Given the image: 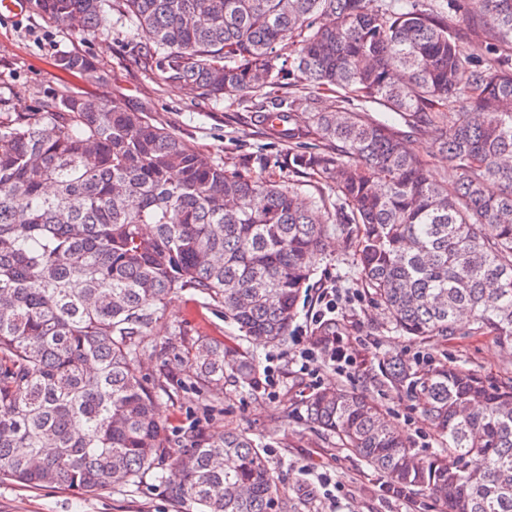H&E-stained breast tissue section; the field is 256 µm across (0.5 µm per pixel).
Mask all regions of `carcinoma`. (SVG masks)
<instances>
[{
	"instance_id": "1",
	"label": "carcinoma",
	"mask_w": 512,
	"mask_h": 512,
	"mask_svg": "<svg viewBox=\"0 0 512 512\" xmlns=\"http://www.w3.org/2000/svg\"><path fill=\"white\" fill-rule=\"evenodd\" d=\"M105 0H30L55 27L98 29ZM136 30L132 61L165 83L249 98L288 167L336 193L356 224L361 282L393 328L451 337L464 321L512 352V0H112ZM476 38V57L460 42ZM55 67L98 79L93 59ZM471 73L468 84L458 81ZM344 92L336 112L320 90ZM397 113L401 131L371 115ZM428 129L448 175L409 147ZM315 140L313 147L308 140ZM332 227L275 181L230 171L122 97L55 94L0 114V477L94 493L137 485L170 458L140 362L172 296L192 290L244 337L278 345ZM177 365L205 395L255 387L242 346L182 339ZM407 386L447 446L413 453L388 414L345 385L316 389L300 417L336 435L388 484L445 512H512V376L462 366ZM173 459L176 503L198 512H311L315 487L283 490L244 431L192 430Z\"/></svg>"
}]
</instances>
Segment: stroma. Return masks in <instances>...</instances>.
I'll return each mask as SVG.
<instances>
[{
	"instance_id": "obj_1",
	"label": "stroma",
	"mask_w": 512,
	"mask_h": 512,
	"mask_svg": "<svg viewBox=\"0 0 512 512\" xmlns=\"http://www.w3.org/2000/svg\"><path fill=\"white\" fill-rule=\"evenodd\" d=\"M131 46V32L112 12L94 31L61 30L29 11L18 17L0 15V110L15 116L27 114L48 92L92 93L105 100L119 94L127 105L144 109L153 123L173 130L227 169L278 181L297 189L306 201L316 197L317 178L289 169L287 143L268 136L247 102L210 98L190 85L160 84L130 62ZM64 51L92 57L98 67V82L90 84L80 76L58 72L54 60ZM357 254L356 225H338L302 295L290 339L277 347L253 346L260 363L270 362L278 368V398L230 382L205 396L180 384L172 397L158 401L171 447L177 454L187 450L186 433L193 428L209 434L240 429L262 443L284 483L301 475L315 484L325 471L336 476L344 493L333 504L318 500V512H441L440 506L427 498L412 494L403 499L388 497L382 474L343 448L335 436L309 429L291 407L313 386L346 383L373 396L414 451L428 457L443 442L429 433V424L410 392L387 385L382 374L384 361L401 360L419 374L442 362L462 365L495 381L504 369L512 368V353L503 350L489 333L465 329L449 340L419 342L395 331L361 285ZM324 285L339 294L332 319L358 358L350 378H341L332 367L323 365L314 382L300 373L293 356L296 337L308 342L317 335L318 328L311 320L314 290ZM177 327L194 338L241 340L237 328L225 321L219 308L204 303L191 291L168 302L165 316L154 330L157 344L168 342ZM170 474L171 467L166 464L138 485L94 494L55 486L31 489L0 480V512H196L188 506L177 509L169 499L164 479Z\"/></svg>"
}]
</instances>
